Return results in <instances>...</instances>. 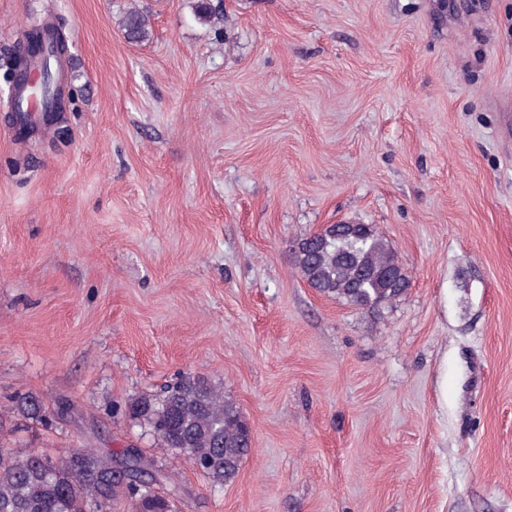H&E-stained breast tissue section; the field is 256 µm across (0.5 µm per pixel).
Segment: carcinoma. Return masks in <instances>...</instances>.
I'll return each instance as SVG.
<instances>
[{
  "instance_id": "1",
  "label": "carcinoma",
  "mask_w": 512,
  "mask_h": 512,
  "mask_svg": "<svg viewBox=\"0 0 512 512\" xmlns=\"http://www.w3.org/2000/svg\"><path fill=\"white\" fill-rule=\"evenodd\" d=\"M195 17L224 35L218 0H196ZM133 43L150 36L147 13L129 7L120 19ZM295 266L324 295L378 306L402 297L410 279L395 249L370 224H330L294 246ZM15 410L43 421L35 395L16 399ZM125 415L168 456L189 463L213 491L233 481L253 448L250 426L237 405L200 374L187 373L158 393L134 394ZM180 486L142 450L112 453L82 445L60 459L0 448V512H178Z\"/></svg>"
}]
</instances>
